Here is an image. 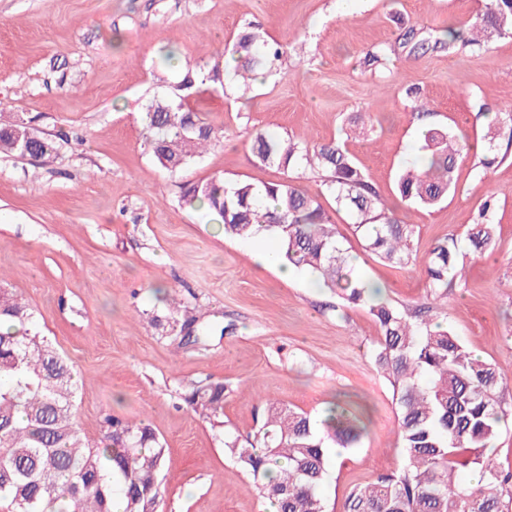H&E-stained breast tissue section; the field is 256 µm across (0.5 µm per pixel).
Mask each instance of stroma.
<instances>
[{
	"instance_id": "obj_1",
	"label": "stroma",
	"mask_w": 512,
	"mask_h": 512,
	"mask_svg": "<svg viewBox=\"0 0 512 512\" xmlns=\"http://www.w3.org/2000/svg\"><path fill=\"white\" fill-rule=\"evenodd\" d=\"M484 0H0V125L24 119L62 136L51 164L0 156V282L34 309L45 336L77 369L78 426L89 444L105 413L142 419L165 446L164 512H265L224 436L261 424L268 400L320 417L350 399L367 409L361 448L330 455L324 495L341 512L350 490L401 460L392 388L374 370L372 317L341 306L302 271L282 278L254 262L253 238L224 235L182 198L185 184L222 177L285 179L323 196L318 174L257 163L255 130L318 144L340 138L355 116L367 135L350 141L357 166L398 217L416 225V259L398 268L371 257L345 211L338 238L384 301L426 304L421 263L432 246L473 224L486 198L497 207L491 252H467L465 286L438 314L465 346L494 364L512 406V153L490 166L462 161L457 189L438 207L400 201L398 171L418 156L420 121L406 95L417 83L430 120L479 138L486 113L512 108V35L488 48L403 54L364 66L368 52L398 43L409 27L468 31ZM245 31L286 43L276 75L245 94L233 83L193 90L188 102L224 140L176 177L153 161L139 114L181 79L182 63L211 65L222 43ZM194 309L198 343L160 329L169 300ZM221 381L224 415L208 420L181 400Z\"/></svg>"
}]
</instances>
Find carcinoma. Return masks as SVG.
Instances as JSON below:
<instances>
[{
  "mask_svg": "<svg viewBox=\"0 0 512 512\" xmlns=\"http://www.w3.org/2000/svg\"><path fill=\"white\" fill-rule=\"evenodd\" d=\"M512 34V0H486L471 20L470 36L452 27L423 34L405 31L398 47L366 54L372 66L402 48L419 57L429 51L455 52L457 42L477 48ZM288 44L245 32L216 52L234 62L231 80L248 91L252 74L271 75ZM225 81L219 65L186 68L174 95L153 97L140 112L145 142L156 164L175 176L193 154L223 135L183 102L181 92ZM414 115H430L422 89H407ZM418 158L396 181L401 201L432 208L456 190L459 162L476 154V143L433 125L424 126ZM480 163L490 165L501 146L512 147V113L495 114L483 135ZM59 159L58 143L24 121L0 128V154ZM253 152L262 164L308 169L323 177L324 192L346 211L364 239L365 250L399 268L413 258L416 228L398 221L349 153L346 142L317 145L268 131L253 134ZM183 199L215 216L228 236H267L279 244L281 262L313 274L320 287L348 309L373 318L378 336L372 351L377 373L393 387L402 461L394 470L355 486L343 512H512V472L502 473L484 454L502 423L512 416L497 391L495 367L463 346L453 329L432 317L438 302L462 286V254L454 237L437 242L424 262L429 303L420 308L377 301L375 289L350 266L336 239V224L321 202L290 180L258 185L222 178L184 189ZM494 202L478 207L466 231L469 246L481 253L494 247L490 220ZM78 374L41 333L31 305L0 286V512H159L165 448L143 420L104 414L101 439L90 445L74 413ZM222 382L191 388L183 401L209 420L224 415ZM365 427L360 407L333 402L314 420L277 401L266 404L261 425L241 440L224 438L225 452L248 474L252 489L277 512H327L322 490L330 477L329 449L360 447ZM479 472L475 483L461 474Z\"/></svg>",
  "mask_w": 512,
  "mask_h": 512,
  "instance_id": "cac0c4a2",
  "label": "carcinoma"
}]
</instances>
